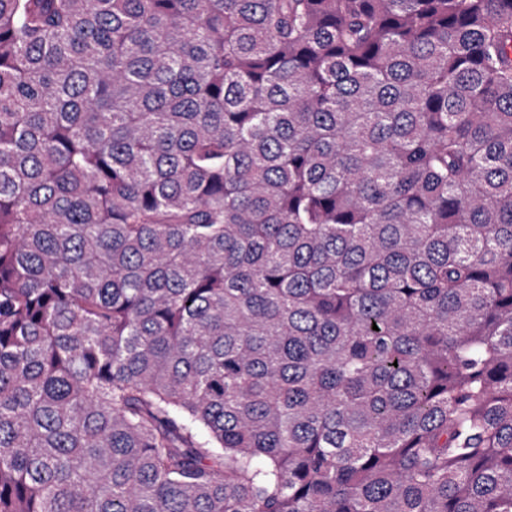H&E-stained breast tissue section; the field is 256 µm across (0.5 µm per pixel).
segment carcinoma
<instances>
[{"label":"carcinoma","mask_w":512,"mask_h":512,"mask_svg":"<svg viewBox=\"0 0 512 512\" xmlns=\"http://www.w3.org/2000/svg\"><path fill=\"white\" fill-rule=\"evenodd\" d=\"M0 512H512V0H0Z\"/></svg>","instance_id":"carcinoma-1"}]
</instances>
